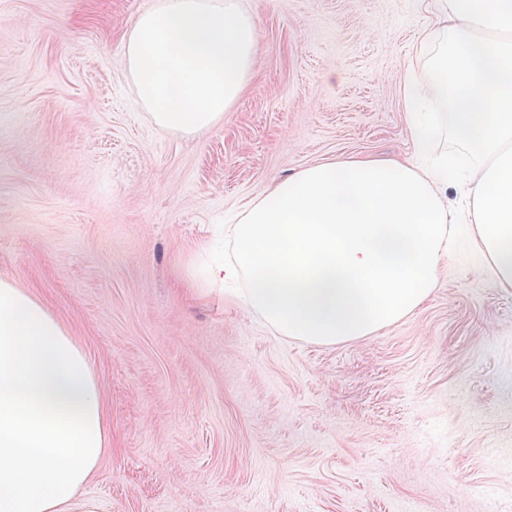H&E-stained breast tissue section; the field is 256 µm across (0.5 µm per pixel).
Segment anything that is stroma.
Returning a JSON list of instances; mask_svg holds the SVG:
<instances>
[{"label": "stroma", "instance_id": "obj_1", "mask_svg": "<svg viewBox=\"0 0 512 512\" xmlns=\"http://www.w3.org/2000/svg\"><path fill=\"white\" fill-rule=\"evenodd\" d=\"M153 0H0V277L82 345L111 444L96 512H512V289L455 227L434 293L316 345L178 272L273 180L408 161L425 0H241L253 76L222 123L158 131L123 39Z\"/></svg>", "mask_w": 512, "mask_h": 512}]
</instances>
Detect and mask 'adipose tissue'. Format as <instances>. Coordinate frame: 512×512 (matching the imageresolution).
I'll list each match as a JSON object with an SVG mask.
<instances>
[{
  "label": "adipose tissue",
  "instance_id": "obj_1",
  "mask_svg": "<svg viewBox=\"0 0 512 512\" xmlns=\"http://www.w3.org/2000/svg\"><path fill=\"white\" fill-rule=\"evenodd\" d=\"M413 48L441 56L437 75L402 86L410 140L441 130L467 146L468 170L341 159L277 182L237 218L229 258L200 242L183 279L203 301L244 278L237 302L284 336L355 340L420 307L467 224L496 283L512 288V0H429ZM461 189L458 210L449 188ZM105 404L70 331L16 279L0 278V512H93L77 491L108 446Z\"/></svg>",
  "mask_w": 512,
  "mask_h": 512
}]
</instances>
